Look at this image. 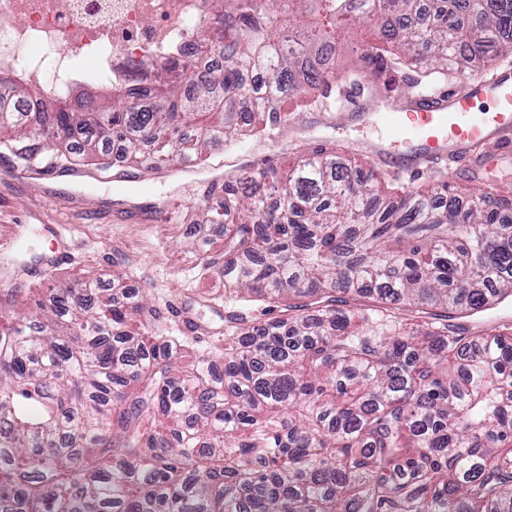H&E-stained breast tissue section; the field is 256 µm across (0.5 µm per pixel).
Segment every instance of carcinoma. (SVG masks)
Listing matches in <instances>:
<instances>
[{
	"label": "carcinoma",
	"instance_id": "cac0c4a2",
	"mask_svg": "<svg viewBox=\"0 0 512 512\" xmlns=\"http://www.w3.org/2000/svg\"><path fill=\"white\" fill-rule=\"evenodd\" d=\"M189 88L108 90L94 107L0 67V154L19 168L72 155L155 169L207 160L214 140L282 129L285 92L431 64L482 78L512 43V0H220ZM379 27L399 52L336 76V33ZM33 103L28 112L20 103ZM386 184L336 148L286 174H238L224 211L221 324L160 325L144 292L112 274L18 311L0 280V512H512V322L473 329L512 298V217L446 182ZM342 297H336V294ZM283 304L266 323L251 303ZM209 350L182 361L188 343Z\"/></svg>",
	"mask_w": 512,
	"mask_h": 512
}]
</instances>
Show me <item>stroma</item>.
<instances>
[{
    "mask_svg": "<svg viewBox=\"0 0 512 512\" xmlns=\"http://www.w3.org/2000/svg\"><path fill=\"white\" fill-rule=\"evenodd\" d=\"M374 134L357 116L336 126L317 111L301 130L284 133L290 151H278L264 138H244L228 148L216 145L199 178L217 175L227 157L256 170L271 167L284 173L293 153L318 147L323 140L354 148L360 160L365 153L357 142ZM505 159L512 160V146L457 156L449 181L452 191L466 192L475 173L496 179ZM122 168L119 162L103 170L81 161L76 171L33 185L0 176V276H14L24 287L41 291L80 277L97 281L105 298L113 273L119 272L127 286L149 291L162 324L177 317L219 322L218 313L191 309L187 300L224 293L221 271L201 272L191 248L203 235L199 212L222 206L223 196H186L185 175L169 164L138 169L135 182L117 180Z\"/></svg>",
    "mask_w": 512,
    "mask_h": 512,
    "instance_id": "1",
    "label": "stroma"
}]
</instances>
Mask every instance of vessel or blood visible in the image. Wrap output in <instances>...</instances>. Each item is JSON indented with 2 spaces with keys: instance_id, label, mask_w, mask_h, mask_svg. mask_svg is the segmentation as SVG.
<instances>
[{
  "instance_id": "b4317fda",
  "label": "vessel or blood",
  "mask_w": 512,
  "mask_h": 512,
  "mask_svg": "<svg viewBox=\"0 0 512 512\" xmlns=\"http://www.w3.org/2000/svg\"><path fill=\"white\" fill-rule=\"evenodd\" d=\"M369 107L383 134L367 149L391 165L436 177L448 154L512 138V73L494 68L444 97H385Z\"/></svg>"
}]
</instances>
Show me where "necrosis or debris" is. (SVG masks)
<instances>
[{"label": "necrosis or debris", "instance_id": "1", "mask_svg": "<svg viewBox=\"0 0 512 512\" xmlns=\"http://www.w3.org/2000/svg\"><path fill=\"white\" fill-rule=\"evenodd\" d=\"M218 0H0V59L51 96L75 83L149 88L193 67Z\"/></svg>", "mask_w": 512, "mask_h": 512}]
</instances>
